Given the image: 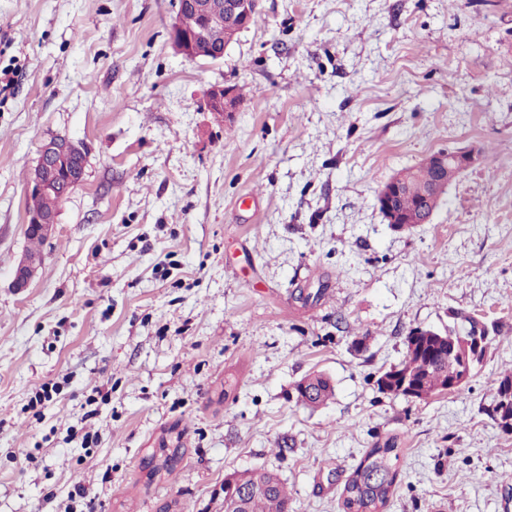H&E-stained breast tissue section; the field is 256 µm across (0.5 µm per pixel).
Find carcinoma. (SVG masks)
Masks as SVG:
<instances>
[{
	"instance_id": "cac0c4a2",
	"label": "carcinoma",
	"mask_w": 512,
	"mask_h": 512,
	"mask_svg": "<svg viewBox=\"0 0 512 512\" xmlns=\"http://www.w3.org/2000/svg\"><path fill=\"white\" fill-rule=\"evenodd\" d=\"M434 178V168L429 163H420L411 168V192L399 201L400 208L412 212L416 207L419 192ZM457 327L446 332L436 331L425 336L416 346L406 345L402 360L381 372L376 383L386 380L387 387L378 390L395 396H406L399 390L403 378L417 383L426 392V397L444 392L449 387L453 370L450 358V340L472 326V316L465 312L456 313ZM512 383V372L507 371L498 379L489 404L484 411L498 420V408L502 388ZM312 388L315 396H301L296 403L307 408H318L327 404L334 396V387L324 374L312 372L295 385V391ZM397 449L391 446L367 450L359 464L350 474L342 491L343 512H384L393 493L397 476ZM224 484L250 488L243 497L224 496V512H290L291 498L280 475L264 468L235 472L224 478Z\"/></svg>"
}]
</instances>
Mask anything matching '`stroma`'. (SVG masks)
<instances>
[{
  "mask_svg": "<svg viewBox=\"0 0 512 512\" xmlns=\"http://www.w3.org/2000/svg\"><path fill=\"white\" fill-rule=\"evenodd\" d=\"M177 9L0 0V512H71L78 486L94 512H224L254 468L292 512H342L388 442L385 512H512V434L481 410L512 369V0H260L217 61L176 51ZM214 85L236 111L207 110ZM56 135L85 176L19 293ZM457 149L480 162L392 231L384 182ZM460 310L506 327L465 387L381 393L409 332ZM314 371L335 395L313 411L290 392ZM44 261L42 254L25 253L14 271L13 288L18 292L25 291L35 278Z\"/></svg>",
  "mask_w": 512,
  "mask_h": 512,
  "instance_id": "35a3bbf8",
  "label": "stroma"
}]
</instances>
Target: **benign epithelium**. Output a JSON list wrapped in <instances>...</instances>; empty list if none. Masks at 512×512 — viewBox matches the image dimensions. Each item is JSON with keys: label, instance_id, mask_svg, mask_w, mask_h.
I'll return each instance as SVG.
<instances>
[{"label": "benign epithelium", "instance_id": "benign-epithelium-1", "mask_svg": "<svg viewBox=\"0 0 512 512\" xmlns=\"http://www.w3.org/2000/svg\"><path fill=\"white\" fill-rule=\"evenodd\" d=\"M191 7L198 19L194 33H177L180 15L177 14L170 24L172 41L176 50L192 60L210 59L212 56H224L235 36L249 28L255 13L259 10V0H179L178 11ZM230 15L237 24L224 40V49L214 51L210 46L209 29L224 23V16ZM238 98L233 89L222 85L212 86L206 96V107L217 114L236 110ZM436 169V178L423 192L420 202V217L411 218L398 207L397 200L407 191L406 172H395L380 188L377 204L385 221L398 231L408 230L420 224L430 222L439 201L446 193L450 180L448 173L458 176L471 169L478 162V154L472 150L442 151L432 154ZM85 153L74 141L67 137H54L44 143L31 169L27 195L29 200L56 199L63 201L70 191L84 177ZM55 226V216H47L44 211L31 207L28 209L25 234L48 238ZM44 256L27 253L14 271L13 288L25 291L41 268ZM492 329L480 320L474 332L461 334L452 340V347L462 356L463 367L456 370L450 381V390L455 391L470 378L472 366L484 360L490 348Z\"/></svg>", "mask_w": 512, "mask_h": 512}]
</instances>
